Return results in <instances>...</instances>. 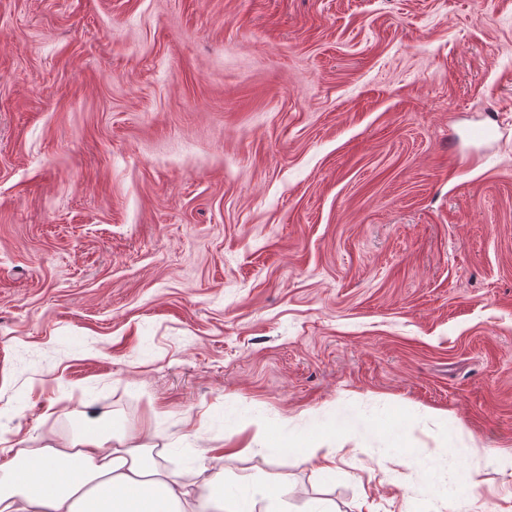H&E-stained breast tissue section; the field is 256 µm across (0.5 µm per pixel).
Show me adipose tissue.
I'll list each match as a JSON object with an SVG mask.
<instances>
[{
	"instance_id": "obj_1",
	"label": "adipose tissue",
	"mask_w": 512,
	"mask_h": 512,
	"mask_svg": "<svg viewBox=\"0 0 512 512\" xmlns=\"http://www.w3.org/2000/svg\"><path fill=\"white\" fill-rule=\"evenodd\" d=\"M0 471V512H272L288 497L282 481L204 476L186 485L150 449L113 444L100 426L62 448L20 452Z\"/></svg>"
}]
</instances>
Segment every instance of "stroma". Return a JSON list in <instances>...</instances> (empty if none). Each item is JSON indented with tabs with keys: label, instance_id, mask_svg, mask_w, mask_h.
Instances as JSON below:
<instances>
[{
	"label": "stroma",
	"instance_id": "stroma-1",
	"mask_svg": "<svg viewBox=\"0 0 512 512\" xmlns=\"http://www.w3.org/2000/svg\"><path fill=\"white\" fill-rule=\"evenodd\" d=\"M102 414L288 512H474L398 444L512 512V0H0V462ZM403 459L408 465L428 468L433 474V481L430 487L431 493L436 496L443 494L448 473L447 449L441 448L429 457L405 455Z\"/></svg>",
	"mask_w": 512,
	"mask_h": 512
}]
</instances>
